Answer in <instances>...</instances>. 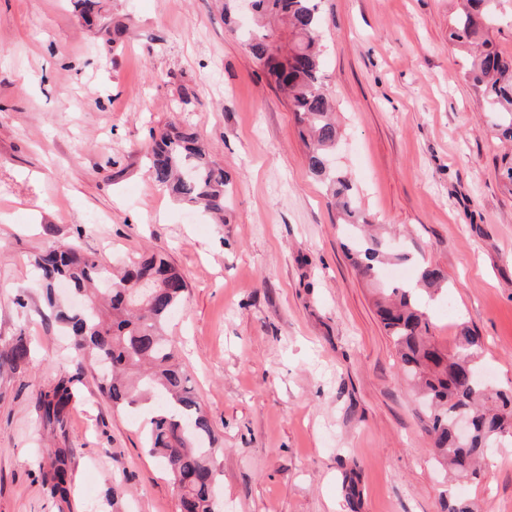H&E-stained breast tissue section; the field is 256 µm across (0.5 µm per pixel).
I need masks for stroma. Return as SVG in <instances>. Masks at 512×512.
Instances as JSON below:
<instances>
[{"label": "stroma", "instance_id": "obj_1", "mask_svg": "<svg viewBox=\"0 0 512 512\" xmlns=\"http://www.w3.org/2000/svg\"><path fill=\"white\" fill-rule=\"evenodd\" d=\"M462 0H321L323 83L335 162L380 237L451 288L425 299L438 343L485 338L491 384L512 391V188L505 147L449 38ZM130 30L111 47L72 0H0V345L25 334V368H0V512H178L134 408L85 374L65 432L40 391L69 370L68 341L40 318L35 253L73 240L103 260L163 250L188 283L171 334L214 431L224 512H512V445L474 480L435 462L350 234L288 101L230 33L219 0H100ZM190 124L227 177L226 223L174 200L144 148ZM71 451L69 502L41 466Z\"/></svg>", "mask_w": 512, "mask_h": 512}]
</instances>
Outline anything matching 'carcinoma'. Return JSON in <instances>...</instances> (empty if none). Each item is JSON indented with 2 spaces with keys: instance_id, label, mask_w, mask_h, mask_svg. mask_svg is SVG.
Here are the masks:
<instances>
[{
  "instance_id": "1",
  "label": "carcinoma",
  "mask_w": 512,
  "mask_h": 512,
  "mask_svg": "<svg viewBox=\"0 0 512 512\" xmlns=\"http://www.w3.org/2000/svg\"><path fill=\"white\" fill-rule=\"evenodd\" d=\"M468 7L453 20L450 38L471 57L464 80L484 99L492 127L512 144V56L488 36L494 0H464ZM250 25L237 29L253 57L267 69L288 98L309 151L307 167L324 182L345 224H366L351 181L331 167L338 130L333 106L322 87L319 0H252ZM284 21L287 34L271 29ZM153 181L179 202L224 220V169L212 160L207 145L189 126H175L151 136L147 148ZM387 245L371 238L359 249L362 276L380 279ZM39 286L46 290L48 318L71 336L74 372L65 375L38 401L52 429L67 425L71 402L79 397L86 367L103 370L99 394L115 408L153 401L144 431L146 451L178 481L180 512H219L213 489L217 481L211 425L189 386L186 368L168 336V324L182 307L188 288L184 277L160 253L142 254L112 273L108 263L83 253L73 241H58L35 255ZM153 292L134 297L137 284ZM449 288L438 268H421L419 287L387 288L379 313L399 356L401 368L428 402V432L438 465L460 475H479L487 449L512 441V394L494 391L479 376L484 340L465 325L448 353L430 342L431 323L420 288ZM31 347L18 335L0 347V367L27 364ZM472 421L469 437L460 440L455 420ZM68 452L55 451L52 470L42 473L50 494L67 497Z\"/></svg>"
}]
</instances>
